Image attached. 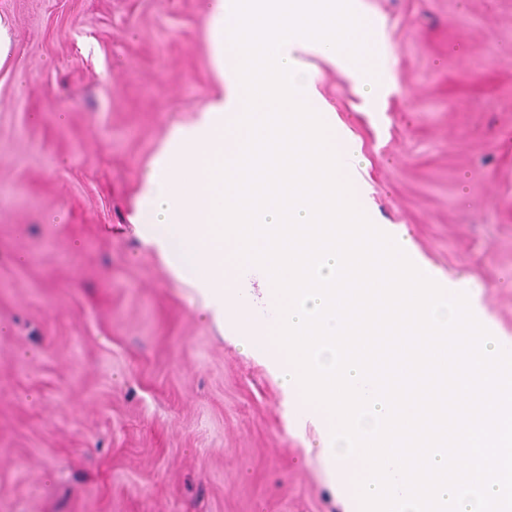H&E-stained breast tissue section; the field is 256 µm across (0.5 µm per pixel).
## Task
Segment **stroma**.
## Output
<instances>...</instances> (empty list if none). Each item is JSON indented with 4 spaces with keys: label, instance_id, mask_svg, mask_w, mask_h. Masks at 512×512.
<instances>
[{
    "label": "stroma",
    "instance_id": "1",
    "mask_svg": "<svg viewBox=\"0 0 512 512\" xmlns=\"http://www.w3.org/2000/svg\"><path fill=\"white\" fill-rule=\"evenodd\" d=\"M385 91L312 56L363 210L512 350V0H351ZM0 512H345L269 365L127 222L213 91L196 0H0Z\"/></svg>",
    "mask_w": 512,
    "mask_h": 512
}]
</instances>
